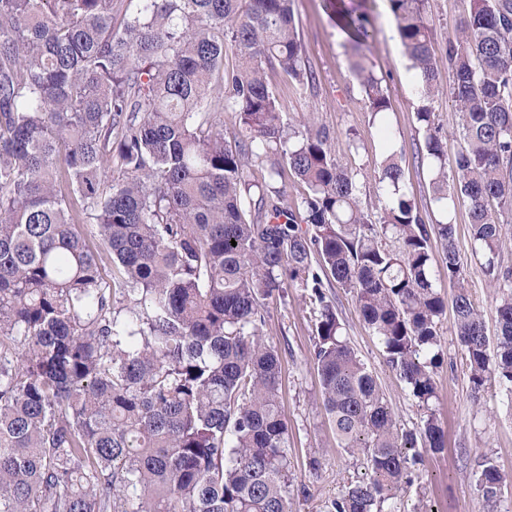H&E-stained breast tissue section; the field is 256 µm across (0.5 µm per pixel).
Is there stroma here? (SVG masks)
Returning <instances> with one entry per match:
<instances>
[{
    "label": "stroma",
    "instance_id": "35a3bbf8",
    "mask_svg": "<svg viewBox=\"0 0 512 512\" xmlns=\"http://www.w3.org/2000/svg\"><path fill=\"white\" fill-rule=\"evenodd\" d=\"M370 36L364 46L368 65L381 79L390 108L387 121L395 138L398 161L404 171L403 190L414 196L420 212L436 216L427 159L421 156L423 131L417 120V82L404 54L396 20L386 0H368ZM463 0H427L426 11L435 38L436 64L441 84L453 75L445 55L449 37L464 14ZM294 17L300 33L303 57L313 70V86L301 87L271 73L276 85L278 109L284 121L308 113L316 124L329 128L336 159L354 172L363 207L379 205L378 171L384 149L365 106L362 87L350 69L351 43L336 26L326 0H294ZM464 283L481 310L487 329L496 325L495 293L467 235L468 212H455ZM328 296L344 326L351 346L373 373L388 406L401 427L416 428L426 412H434L447 435L444 451L422 452L412 482L394 501L396 512H412L427 504L432 512H512V404L497 385L473 393L464 352L453 332L452 318H445L441 362L436 370L437 397L430 409H422L399 376L387 364L377 338L367 328L349 293L329 288ZM267 342L282 357L281 408L288 421V456L295 484L302 490L294 497L296 512H325L328 502L351 480L361 476L363 461L337 448L334 431L321 403V386L313 366L311 305L302 289L292 287L285 299L269 301L263 328ZM319 454L322 467L310 472L309 455ZM491 457L510 481L495 503L478 496L472 473L481 457Z\"/></svg>",
    "mask_w": 512,
    "mask_h": 512
}]
</instances>
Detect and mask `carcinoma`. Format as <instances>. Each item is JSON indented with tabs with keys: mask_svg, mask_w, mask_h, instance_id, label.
Masks as SVG:
<instances>
[{
	"mask_svg": "<svg viewBox=\"0 0 512 512\" xmlns=\"http://www.w3.org/2000/svg\"><path fill=\"white\" fill-rule=\"evenodd\" d=\"M387 2L420 77L432 222L402 190L389 100L360 54L351 66L385 144L375 213L329 129L283 122L267 71L314 80L292 0H0V512H293L281 355L261 336L267 302L290 286L312 306L337 447L365 461L326 512H386L418 464L410 450L445 439L431 413L397 424L325 289L352 295L418 406L436 398L449 306L473 389L494 382L512 403V269L499 254L512 0H466L448 39L451 165L425 0ZM368 23L353 8L345 29L359 41ZM229 51L239 64L226 70ZM286 170L306 186L296 205ZM458 201L496 290L493 346L463 283ZM437 248L450 300L434 284ZM474 483L489 504L506 477L485 456Z\"/></svg>",
	"mask_w": 512,
	"mask_h": 512,
	"instance_id": "1",
	"label": "carcinoma"
}]
</instances>
